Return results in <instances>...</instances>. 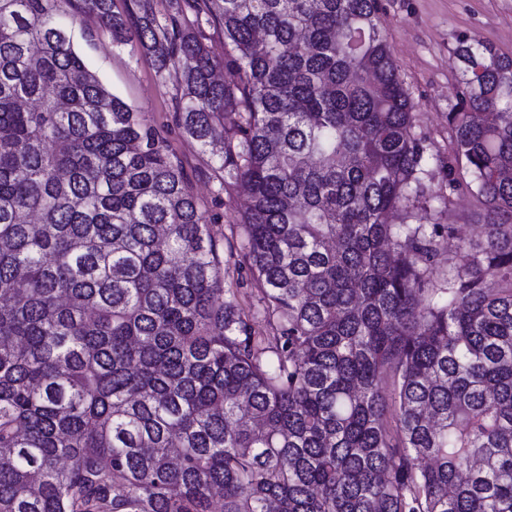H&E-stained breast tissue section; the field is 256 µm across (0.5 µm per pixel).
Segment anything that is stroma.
<instances>
[{
    "mask_svg": "<svg viewBox=\"0 0 512 512\" xmlns=\"http://www.w3.org/2000/svg\"><path fill=\"white\" fill-rule=\"evenodd\" d=\"M381 5L387 43L413 104L415 130L426 138L434 157L425 179L433 196L428 221L456 226L455 247L443 249L438 259L437 271L443 274L458 265L462 244L478 236L487 214L468 190L449 195L436 164L448 155V112L460 85L457 38L467 34L512 55V0H381ZM73 30L75 46L90 70L134 110L164 126L171 150L191 174L194 195L216 219L211 230L220 247L236 251L246 198L238 187L220 189L209 155L171 125L176 77L159 76L129 47L114 44L111 33L94 20L76 22Z\"/></svg>",
    "mask_w": 512,
    "mask_h": 512,
    "instance_id": "stroma-1",
    "label": "stroma"
}]
</instances>
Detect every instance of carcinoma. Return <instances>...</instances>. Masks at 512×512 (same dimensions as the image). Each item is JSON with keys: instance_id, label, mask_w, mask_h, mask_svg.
<instances>
[{"instance_id": "carcinoma-1", "label": "carcinoma", "mask_w": 512, "mask_h": 512, "mask_svg": "<svg viewBox=\"0 0 512 512\" xmlns=\"http://www.w3.org/2000/svg\"><path fill=\"white\" fill-rule=\"evenodd\" d=\"M132 2L0 0V512H512V57L457 39L448 196L487 223L437 277L456 225L389 222L433 196L381 0ZM77 12L224 142L265 328Z\"/></svg>"}]
</instances>
